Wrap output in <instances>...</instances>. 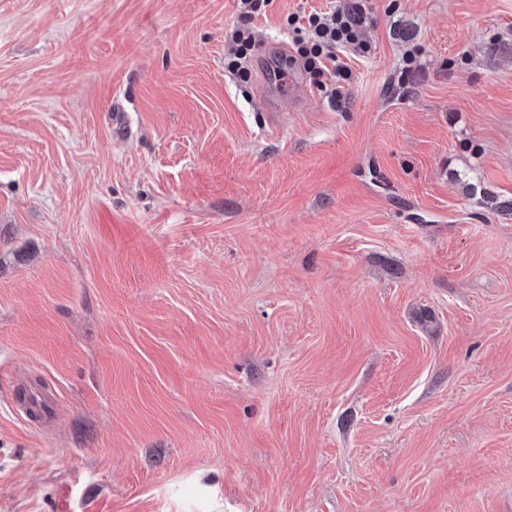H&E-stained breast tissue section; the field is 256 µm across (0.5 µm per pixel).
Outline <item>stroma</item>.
<instances>
[{
	"label": "stroma",
	"mask_w": 512,
	"mask_h": 512,
	"mask_svg": "<svg viewBox=\"0 0 512 512\" xmlns=\"http://www.w3.org/2000/svg\"><path fill=\"white\" fill-rule=\"evenodd\" d=\"M330 6L0 0V512H512V0ZM241 25L225 35L227 50L224 53V71L234 79H249V63L256 46L251 21L265 15L270 0H237ZM328 12L311 13L303 16L302 25L298 16H288V24L300 23L295 27L299 33L295 41L296 53L303 68L316 79L323 78L320 85H329L330 97L336 99V83L351 78L348 68L338 63L337 53H351L366 57L371 53V45L364 39L363 28L366 11L363 0H345ZM332 64V69L327 66ZM14 410L22 414L29 422L49 421L55 413L53 401L39 392H32L24 401H14Z\"/></svg>",
	"instance_id": "35a3bbf8"
}]
</instances>
